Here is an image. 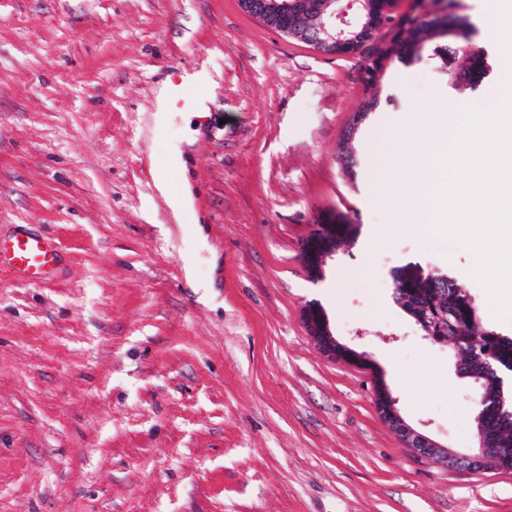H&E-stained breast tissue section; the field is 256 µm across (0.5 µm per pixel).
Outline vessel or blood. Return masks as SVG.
<instances>
[{
    "instance_id": "b4317fda",
    "label": "vessel or blood",
    "mask_w": 512,
    "mask_h": 512,
    "mask_svg": "<svg viewBox=\"0 0 512 512\" xmlns=\"http://www.w3.org/2000/svg\"><path fill=\"white\" fill-rule=\"evenodd\" d=\"M198 97L196 84L182 75H174L168 90L169 107L194 102ZM58 253L53 243L40 235L18 232L0 236V268L8 269L18 280L44 283L50 280L57 265Z\"/></svg>"
}]
</instances>
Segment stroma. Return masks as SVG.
Returning <instances> with one entry per match:
<instances>
[{
  "mask_svg": "<svg viewBox=\"0 0 512 512\" xmlns=\"http://www.w3.org/2000/svg\"><path fill=\"white\" fill-rule=\"evenodd\" d=\"M431 7L468 18L461 51L391 56L368 89L359 57L238 0H0V233L60 251L42 285L0 270V512H512V470L419 459L374 398L383 377L407 424L475 443L476 387L393 301L396 267L450 270L512 332L472 252L412 220L425 118L496 102L505 74L493 0ZM474 49L493 62L476 80ZM176 72L204 112L159 113ZM162 177L192 196L183 220ZM329 212L360 233L315 282L302 245ZM313 302L364 363L319 348Z\"/></svg>",
  "mask_w": 512,
  "mask_h": 512,
  "instance_id": "obj_1",
  "label": "stroma"
}]
</instances>
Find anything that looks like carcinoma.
<instances>
[{
    "instance_id": "carcinoma-1",
    "label": "carcinoma",
    "mask_w": 512,
    "mask_h": 512,
    "mask_svg": "<svg viewBox=\"0 0 512 512\" xmlns=\"http://www.w3.org/2000/svg\"><path fill=\"white\" fill-rule=\"evenodd\" d=\"M424 2L410 0L394 26L393 40L408 64L426 58L445 65L456 49L443 40L458 35L468 23L454 20L444 26L420 25L415 11L424 7ZM389 57L390 53L383 51L364 67L366 86L374 85ZM392 280L394 301L424 335L434 341L451 339L457 343L469 357L472 373L486 382L476 404V427L495 430L500 439L512 444V335L482 322L473 297L448 270L410 262L394 268Z\"/></svg>"
}]
</instances>
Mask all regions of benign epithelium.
<instances>
[{"mask_svg":"<svg viewBox=\"0 0 512 512\" xmlns=\"http://www.w3.org/2000/svg\"><path fill=\"white\" fill-rule=\"evenodd\" d=\"M241 5L261 22L271 18L280 19L277 32L306 42L323 54L358 55L365 61L375 56V43L381 41L388 30L387 17L392 12L388 0H241ZM310 11L317 12L318 21L309 36L304 38L294 33V27L286 19L290 15ZM338 244L339 241L333 238L327 244L306 249L304 266L312 279L323 278L327 259L336 254ZM314 309V305L306 307L304 322L309 335L320 348L333 357L340 353L362 359V354L333 337L325 316L312 318ZM375 399L382 419L408 447L416 449L418 457L428 462L448 468L472 470L491 457L505 460L512 456L511 448L503 447L497 437L482 430L477 433L476 446L466 452L454 451L439 444L400 417L395 400L382 382L376 388Z\"/></svg>","mask_w":512,"mask_h":512,"instance_id":"benign-epithelium-1","label":"benign epithelium"}]
</instances>
